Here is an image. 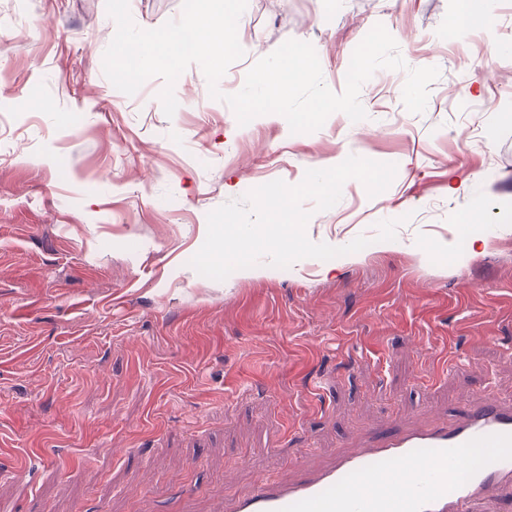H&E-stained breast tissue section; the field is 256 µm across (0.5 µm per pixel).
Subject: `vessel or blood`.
<instances>
[{"label": "vessel or blood", "instance_id": "1", "mask_svg": "<svg viewBox=\"0 0 512 512\" xmlns=\"http://www.w3.org/2000/svg\"><path fill=\"white\" fill-rule=\"evenodd\" d=\"M397 463L413 467L403 483L369 498L361 487ZM512 487V404L488 398L464 421L403 430L391 427L370 447L342 453L295 480L264 479L235 498L230 512H475L492 493Z\"/></svg>", "mask_w": 512, "mask_h": 512}]
</instances>
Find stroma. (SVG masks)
<instances>
[{
    "label": "stroma",
    "instance_id": "1",
    "mask_svg": "<svg viewBox=\"0 0 512 512\" xmlns=\"http://www.w3.org/2000/svg\"><path fill=\"white\" fill-rule=\"evenodd\" d=\"M182 4L129 9L155 29ZM456 6L247 0L223 93L289 39L343 92L378 24L409 67L440 70L423 113L403 105L405 72L381 69L366 119L294 134L274 113L239 125L196 64L170 118L162 78L116 89L106 0H0V512H218L390 425L512 400V0H475L486 24L459 31ZM351 155L395 164L393 182L305 201L306 234L370 245L286 269L265 256L222 281L190 266L209 212Z\"/></svg>",
    "mask_w": 512,
    "mask_h": 512
}]
</instances>
